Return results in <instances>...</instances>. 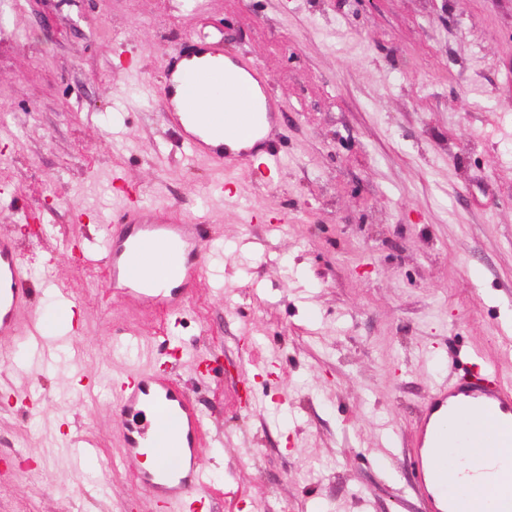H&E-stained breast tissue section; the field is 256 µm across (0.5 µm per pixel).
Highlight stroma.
Returning <instances> with one entry per match:
<instances>
[{"mask_svg": "<svg viewBox=\"0 0 512 512\" xmlns=\"http://www.w3.org/2000/svg\"><path fill=\"white\" fill-rule=\"evenodd\" d=\"M188 34L269 69L272 183L164 123L162 57ZM116 178L207 226L182 315L114 301L72 256L101 250ZM0 235L34 316L79 328L39 369L0 341V512H155L109 468L106 390L167 334L213 512H430L410 454L434 385L512 377V0H0ZM75 359L92 392L69 390Z\"/></svg>", "mask_w": 512, "mask_h": 512, "instance_id": "stroma-1", "label": "stroma"}]
</instances>
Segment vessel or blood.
Here are the masks:
<instances>
[{
  "mask_svg": "<svg viewBox=\"0 0 512 512\" xmlns=\"http://www.w3.org/2000/svg\"><path fill=\"white\" fill-rule=\"evenodd\" d=\"M164 120L194 156L245 165L263 151L264 178H273L280 153L268 138L284 105L269 92L266 67L243 57H225L222 45L186 37L165 56ZM204 224L182 217L177 209L147 210L137 203L112 217L100 259L106 286L117 299H134L163 314L180 313L206 270ZM31 288L14 239L0 237V337L33 334L37 350L49 354L56 336H41L35 324H23ZM116 414L123 434V456L138 462L137 476L151 493L156 512H212V492L200 467L206 444L203 417L192 397L165 366L131 370L113 382ZM468 430L470 467L488 466L484 449L512 438V381L489 384L478 379L438 384L419 416L411 466L419 491L433 512H460L447 490L456 459L448 450V424ZM174 425L161 456L178 455L174 467L146 465L155 433Z\"/></svg>",
  "mask_w": 512,
  "mask_h": 512,
  "instance_id": "obj_1",
  "label": "vessel or blood"
}]
</instances>
